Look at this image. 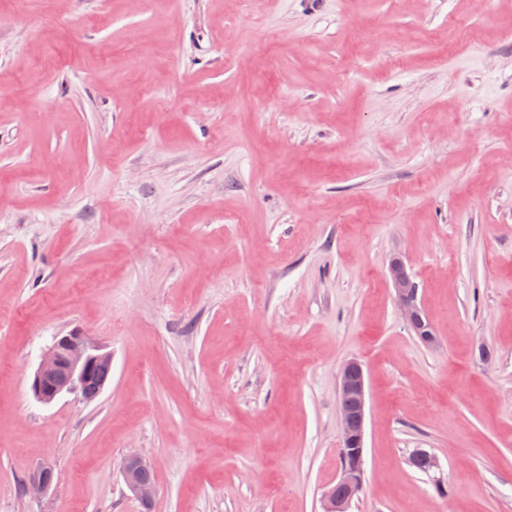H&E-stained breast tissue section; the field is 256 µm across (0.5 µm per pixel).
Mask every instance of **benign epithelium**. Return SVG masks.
Masks as SVG:
<instances>
[{
	"label": "benign epithelium",
	"instance_id": "obj_1",
	"mask_svg": "<svg viewBox=\"0 0 512 512\" xmlns=\"http://www.w3.org/2000/svg\"><path fill=\"white\" fill-rule=\"evenodd\" d=\"M388 274L395 290L403 318L416 336L426 345L435 341L432 327L417 302V285L398 259H391ZM112 373V355L102 353L81 330L73 329L55 338L34 371L30 391L40 403L50 404L65 393H78L92 401L103 391L107 376ZM339 418L341 454L346 463L336 483L323 493L324 512H347V508L364 479V435L367 421V386L362 364L357 360L346 362L339 374ZM415 468L429 473L438 466L436 456L417 448L409 457ZM153 472L152 463L140 454L128 455L121 466V475L127 488L146 508L155 495V482L143 478ZM57 478L50 465L31 471L26 480L27 489L40 493Z\"/></svg>",
	"mask_w": 512,
	"mask_h": 512
}]
</instances>
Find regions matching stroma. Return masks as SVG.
Returning <instances> with one entry per match:
<instances>
[{"label": "stroma", "instance_id": "35a3bbf8", "mask_svg": "<svg viewBox=\"0 0 512 512\" xmlns=\"http://www.w3.org/2000/svg\"><path fill=\"white\" fill-rule=\"evenodd\" d=\"M351 359L350 512H512V0H0V512H323ZM388 274L403 318L422 343L432 345L435 341L432 327L417 302V285L406 266L400 259L393 258ZM100 371L105 376L93 390L88 385L97 380ZM112 373V356L100 349L81 330L73 329L55 338L34 371L30 391L40 403L50 404L65 393H78L92 401L103 391ZM341 454L346 463L336 483L323 493L324 512H347L364 479V435L367 421V386L362 364L346 362L339 374ZM152 463L140 454L128 455L121 466V475L127 488L145 508H149L155 495V482ZM145 478H143V475ZM57 478L55 470L50 465H42L31 471L26 480L27 489L30 492L40 493L52 485ZM25 480L24 486L26 487Z\"/></svg>", "mask_w": 512, "mask_h": 512}]
</instances>
